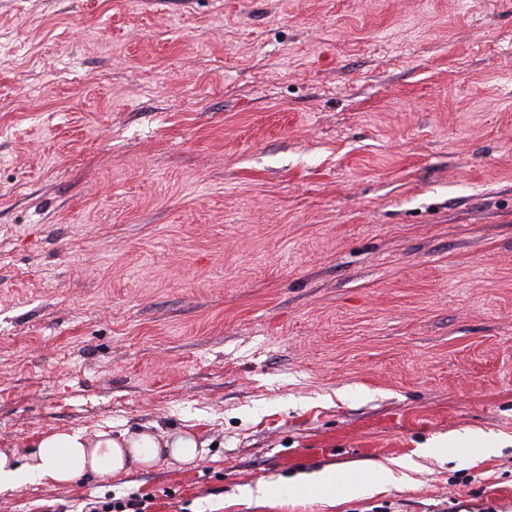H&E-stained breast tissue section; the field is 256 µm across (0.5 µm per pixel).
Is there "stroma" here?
<instances>
[{
  "mask_svg": "<svg viewBox=\"0 0 512 512\" xmlns=\"http://www.w3.org/2000/svg\"><path fill=\"white\" fill-rule=\"evenodd\" d=\"M105 426L0 512H512V0H0V448ZM161 438L150 432L116 434L112 428H101L93 435L72 429L43 434L23 454L14 448H0V493L37 481L68 484L82 473L98 480L113 478L153 465L163 452L182 463H192L208 445L188 432Z\"/></svg>",
  "mask_w": 512,
  "mask_h": 512,
  "instance_id": "1",
  "label": "stroma"
}]
</instances>
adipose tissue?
<instances>
[{
	"label": "adipose tissue",
	"instance_id": "obj_1",
	"mask_svg": "<svg viewBox=\"0 0 512 512\" xmlns=\"http://www.w3.org/2000/svg\"><path fill=\"white\" fill-rule=\"evenodd\" d=\"M205 448L189 433L160 438L104 428L91 435L81 429L53 431L32 441L23 453L0 448V493L37 481L68 484L84 473L104 480L149 467L163 454L191 463Z\"/></svg>",
	"mask_w": 512,
	"mask_h": 512
}]
</instances>
